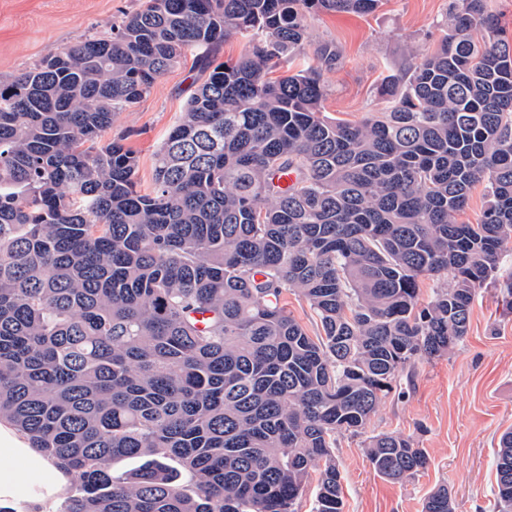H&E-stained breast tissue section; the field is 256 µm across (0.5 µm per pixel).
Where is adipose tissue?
I'll list each match as a JSON object with an SVG mask.
<instances>
[{
	"mask_svg": "<svg viewBox=\"0 0 512 512\" xmlns=\"http://www.w3.org/2000/svg\"><path fill=\"white\" fill-rule=\"evenodd\" d=\"M0 507L6 512H55L68 496L72 472L46 457L10 421L0 418Z\"/></svg>",
	"mask_w": 512,
	"mask_h": 512,
	"instance_id": "obj_1",
	"label": "adipose tissue"
}]
</instances>
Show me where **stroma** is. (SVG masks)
<instances>
[{"mask_svg": "<svg viewBox=\"0 0 512 512\" xmlns=\"http://www.w3.org/2000/svg\"><path fill=\"white\" fill-rule=\"evenodd\" d=\"M144 0H0V80L32 68L51 50L111 33ZM448 0H382L371 14L308 17L311 43L330 42L339 65L324 75L328 117L350 123L383 111L382 78L435 48L436 17ZM202 78L196 53L157 79L137 106L118 113L107 137L125 136L150 179L153 155ZM512 280V251L498 281L477 288L465 340L450 353L417 360L398 378L367 427L368 434L399 432L430 457L427 469L393 483L370 465L362 437L338 436L334 453L342 476L345 512H422L427 493L448 484L455 512H497L495 458L500 435L512 428V313L500 285Z\"/></svg>", "mask_w": 512, "mask_h": 512, "instance_id": "stroma-1", "label": "stroma"}]
</instances>
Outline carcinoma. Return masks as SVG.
Returning a JSON list of instances; mask_svg holds the SVG:
<instances>
[{
	"instance_id": "cac0c4a2",
	"label": "carcinoma",
	"mask_w": 512,
	"mask_h": 512,
	"mask_svg": "<svg viewBox=\"0 0 512 512\" xmlns=\"http://www.w3.org/2000/svg\"><path fill=\"white\" fill-rule=\"evenodd\" d=\"M379 2L146 0L0 81V417L72 470L63 512H293L318 464L313 512H344L336 436L464 341L512 241V36L486 0H450L440 43L379 86L385 111L329 120L341 56L307 45V15ZM233 34L245 53L217 61ZM200 48L208 75L145 188L126 137L103 134ZM478 184L484 209L460 224ZM365 453L392 482L429 465L400 433ZM120 457L142 464L115 476ZM495 468L512 512V430ZM423 512H455L448 486ZM287 303L288 311L304 326L308 334L318 336L321 329L320 322L309 304L295 294H288Z\"/></svg>"
}]
</instances>
